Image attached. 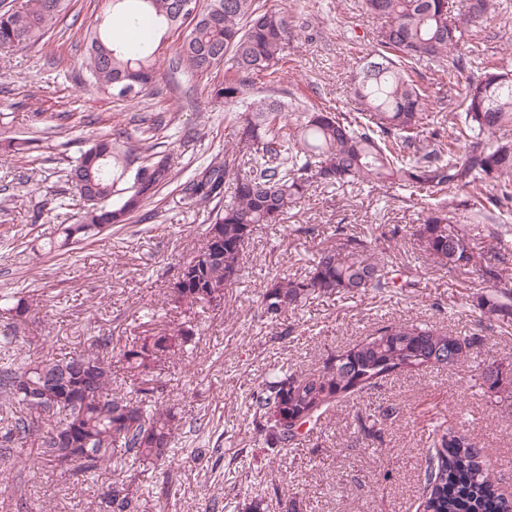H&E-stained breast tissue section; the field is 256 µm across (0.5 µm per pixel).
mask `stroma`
I'll return each instance as SVG.
<instances>
[{"mask_svg": "<svg viewBox=\"0 0 512 512\" xmlns=\"http://www.w3.org/2000/svg\"><path fill=\"white\" fill-rule=\"evenodd\" d=\"M496 2L493 18L463 25L462 36L512 69V0ZM257 3L287 11L291 36L287 74L274 84L254 79V96L353 111L352 78L377 20L361 15L359 0ZM111 15V0H73L66 21L42 41L0 54V134L36 141L26 159L0 147V289L21 290L35 304L20 330L25 357L76 355L97 336L111 337L117 354L138 336L187 319L171 304L170 286L179 262L204 247L210 210L188 200L182 185L210 161L236 156L234 115L214 97L225 69L193 78L172 73L178 33L167 34L155 88L139 106L89 85L79 67L86 31ZM416 79L440 102L432 122L450 125L464 78L425 62ZM149 128L158 151L171 156L172 180L126 223L50 249L60 225L75 223L82 212L67 173L84 140L104 134L137 140ZM33 185L38 193H30ZM40 211L51 212V222H34ZM422 218L421 205L404 190L311 187L289 210L287 225L257 226L243 274L226 289L222 308H196L188 350L154 371L179 416L197 426L178 441L173 467L132 461L116 448L97 476L69 479L48 468L29 470L24 461L36 447L18 445L0 466V512H103V494L116 481L136 491L138 512H243L256 497L266 512H280L279 499L294 494L303 512H417L430 434L448 420L482 448L497 481L512 492V409L488 405L470 387L464 365L386 380L338 407L284 454L263 448L250 422L248 393L269 369L316 371L328 354L387 322L479 334L487 339L480 358L512 360V321L481 319L470 301L473 275L440 270L406 239L382 242L380 251L405 266L416 288L316 296L277 323L259 320L257 297L267 278L303 275L313 256L335 243L337 226L357 231ZM293 224L298 232H290ZM390 403L399 416L363 439L358 418Z\"/></svg>", "mask_w": 512, "mask_h": 512, "instance_id": "obj_1", "label": "stroma"}]
</instances>
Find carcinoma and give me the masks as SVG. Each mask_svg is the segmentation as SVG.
Instances as JSON below:
<instances>
[{"label":"carcinoma","mask_w":512,"mask_h":512,"mask_svg":"<svg viewBox=\"0 0 512 512\" xmlns=\"http://www.w3.org/2000/svg\"><path fill=\"white\" fill-rule=\"evenodd\" d=\"M176 0H112V19L147 18L149 35L133 46L112 42L109 23L96 22L87 34L81 61L90 85L118 99L150 94L156 79L157 36L185 25L175 14ZM364 14L381 20L375 45L353 78L355 112L295 107L278 99L249 100L252 78L273 75L288 41V15L261 10L256 0H208L187 27L172 61V71L192 76L209 72L230 57L231 66L216 98L224 111L237 113L236 142L241 160H212L190 179L184 192L199 205L217 209L206 235L222 244L206 246L182 262L184 287L172 288L170 301L190 311L198 304L220 308L224 290L239 276L245 248L258 224L286 223L290 204L315 183H368L410 191L424 205L419 224L393 225L382 238L355 235L336 226V245L321 249L299 278L266 280L258 316L273 323L313 295L391 293L416 287L406 271L375 257L385 238L409 237L435 266L477 275L474 293L483 319H512V281L503 276L512 249L475 250L468 223L486 213L512 208V142L489 136L512 124V71L499 61L479 62L478 74L461 93L463 111L452 131L433 128L423 136L429 94L413 79L415 65L448 63V72L468 70L473 50L462 41L459 22L448 16V0H360ZM70 0H36L17 11L0 5V53L23 50L41 41L66 15ZM463 20L483 21L494 0H461ZM69 179L83 201L76 224L62 227L63 239L50 248L90 238L103 226L123 224L172 179L170 155L155 152L149 139L135 142L96 135L76 158ZM142 181L139 191L107 207L116 183ZM438 192L459 200L463 212L448 216L445 206L428 202ZM31 310L24 298L0 294V314L8 320L0 347L17 348L15 322ZM194 331L172 325L161 334L140 336L120 352L133 372L136 397L112 392V361L101 355L112 339L97 337L83 354L0 364V393L32 414H52L53 425L40 431L18 415L0 435V451L28 438L37 443L33 468L64 475L93 476L119 447L135 459L168 463L178 428L164 389L151 385L155 364L192 340ZM487 337L460 336L427 323H387L356 343L330 354L313 373L269 370L249 395L251 424L266 448H290L324 416L394 376H416L440 366L470 364L488 403L512 407V361L478 359ZM422 512H512V497L492 477L481 449L456 424L433 431L424 476ZM110 512H137L132 492L112 485Z\"/></svg>","instance_id":"obj_1"}]
</instances>
